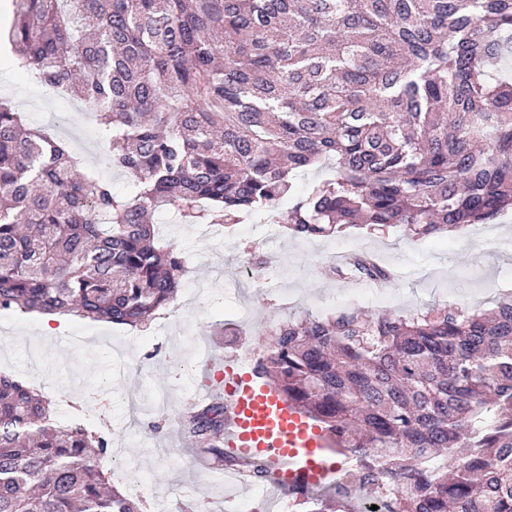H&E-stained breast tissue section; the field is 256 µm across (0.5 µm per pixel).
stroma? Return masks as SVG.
<instances>
[{
    "instance_id": "obj_1",
    "label": "stroma",
    "mask_w": 512,
    "mask_h": 512,
    "mask_svg": "<svg viewBox=\"0 0 512 512\" xmlns=\"http://www.w3.org/2000/svg\"><path fill=\"white\" fill-rule=\"evenodd\" d=\"M0 97L9 99L33 129L68 140L74 153L98 170L102 179L124 189L127 176L103 162L108 145L97 129L85 127L74 99L57 100L40 85L25 84L12 56L0 49ZM160 236L192 255L175 310L160 315L140 331L106 323L66 320L59 335H40L36 322L0 311V372L40 389L51 400L60 422L73 410L84 413L92 430L110 441V453L134 460L146 481L141 495L148 512H184L186 502L198 512H226L225 490L212 478L211 466L199 464L195 453L157 455L154 445L183 447L173 429L155 433L128 423L129 397L145 400L156 391L173 396L172 409L184 406L190 388L204 390L196 345L232 355L251 348L260 357L257 331L289 315L325 317L338 313V296L348 279L332 264L357 251L374 255L392 272L385 286L389 311L409 316L449 306L485 311L512 296V212L496 222L490 238L468 233L440 234L410 240L391 228L368 233L351 228L336 236L302 239L286 235L271 215L257 214L251 229L165 221L156 213ZM268 256L265 278L240 279L246 261L244 246Z\"/></svg>"
}]
</instances>
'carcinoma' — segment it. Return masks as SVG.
<instances>
[{
  "label": "carcinoma",
  "mask_w": 512,
  "mask_h": 512,
  "mask_svg": "<svg viewBox=\"0 0 512 512\" xmlns=\"http://www.w3.org/2000/svg\"><path fill=\"white\" fill-rule=\"evenodd\" d=\"M13 0L7 41L50 90L89 104L116 193L0 100V310L144 327L183 254L150 216L294 237L398 227L407 239L512 211V0ZM330 163L302 191L298 175ZM288 209L278 210L281 201ZM352 275L389 271L352 255ZM256 369L358 455L356 482L288 496L307 512H512V299L487 312L299 316ZM224 460V402L176 414ZM108 441L0 374V512H141L110 485Z\"/></svg>",
  "instance_id": "carcinoma-1"
}]
</instances>
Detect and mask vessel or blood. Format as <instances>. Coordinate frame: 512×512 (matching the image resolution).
<instances>
[{
    "label": "vessel or blood",
    "instance_id": "vessel-or-blood-1",
    "mask_svg": "<svg viewBox=\"0 0 512 512\" xmlns=\"http://www.w3.org/2000/svg\"><path fill=\"white\" fill-rule=\"evenodd\" d=\"M199 367L214 374L209 394L224 397V447L245 464L260 460L287 485L314 486L334 473L326 452L331 434L299 406L288 402L261 375L248 356L207 353Z\"/></svg>",
    "mask_w": 512,
    "mask_h": 512
}]
</instances>
